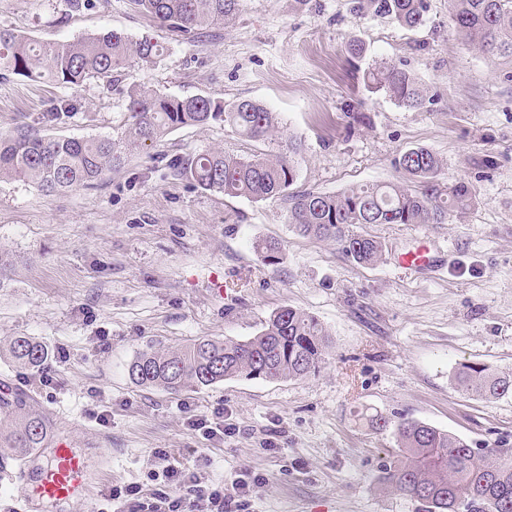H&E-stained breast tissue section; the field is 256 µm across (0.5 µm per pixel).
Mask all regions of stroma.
<instances>
[{"mask_svg":"<svg viewBox=\"0 0 512 512\" xmlns=\"http://www.w3.org/2000/svg\"><path fill=\"white\" fill-rule=\"evenodd\" d=\"M428 3L424 25L406 30L350 13L347 0H241L235 19L190 41L155 27L129 0H93L78 12L69 0H0V27L42 45L115 30L166 48L156 64L130 60L111 85L91 79L70 90L0 75V135L120 133L125 91L135 85L251 99L279 118L265 141L220 122L174 130L92 185L51 196L0 180V340L37 338L53 370L45 385L2 356L0 387L25 392L67 426L74 447L104 448V488L132 484L152 496L165 488L154 449L192 468L205 448L209 480L266 476L248 512H417L379 481L397 446L395 423L418 420L475 448L512 450V395H469L452 379L472 363L512 372V58L464 45L448 0ZM354 37L415 76L428 92L423 108L365 89L345 52ZM62 99L74 110L52 120ZM351 112L364 113L363 123L349 125ZM291 137L303 144L294 190L409 184L395 161L421 146L442 160L440 182H469L477 202L444 224L367 225L385 254L365 266L332 241L298 235L287 200L204 191L168 166L214 149L269 154ZM264 238L281 243L280 263L253 250ZM418 238L441 258L421 274L395 261ZM284 305L329 334L318 374L238 377L177 394L128 378L147 342L244 339ZM192 415L223 417L232 432L206 439L189 427ZM374 415L390 429L373 427Z\"/></svg>","mask_w":512,"mask_h":512,"instance_id":"35a3bbf8","label":"stroma"}]
</instances>
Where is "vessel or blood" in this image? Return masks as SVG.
Returning <instances> with one entry per match:
<instances>
[{
	"mask_svg": "<svg viewBox=\"0 0 512 512\" xmlns=\"http://www.w3.org/2000/svg\"><path fill=\"white\" fill-rule=\"evenodd\" d=\"M437 258L418 240L398 258L399 266L418 272L434 268ZM34 458L36 467L20 471L26 487V503L87 502L94 496L96 473L90 455L72 446L67 430H60Z\"/></svg>",
	"mask_w": 512,
	"mask_h": 512,
	"instance_id": "1",
	"label": "vessel or blood"
}]
</instances>
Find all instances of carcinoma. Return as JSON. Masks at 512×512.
Here are the masks:
<instances>
[{"instance_id": "obj_1", "label": "carcinoma", "mask_w": 512, "mask_h": 512, "mask_svg": "<svg viewBox=\"0 0 512 512\" xmlns=\"http://www.w3.org/2000/svg\"><path fill=\"white\" fill-rule=\"evenodd\" d=\"M240 0H130L157 27L196 38L201 31L229 21ZM353 12L416 28L425 21L427 0H351ZM449 21L459 35L490 56L512 57V0H449ZM164 46L152 37L137 40L116 31L36 46L11 29L0 28V71L31 80L48 78L76 89L91 78L114 81L132 59L155 64ZM371 93L383 92L398 105L419 108L427 91L407 70L376 61L363 71ZM131 123L117 137L44 138L21 134L0 140V178L26 181L46 195L87 186L121 164L127 155L152 146L174 129L222 122L241 135L266 140L278 128V116L252 100L224 102L209 96L179 97L147 86L127 91ZM299 144L264 156L227 155L209 150L171 161L176 174L205 191L264 201L288 197V223L302 236L336 242L360 265L382 260L383 244L354 231L363 224H446L452 213L475 203L473 187L458 181L442 187L440 158L424 147L403 151L396 166L416 183L372 184L340 193L292 192L293 155ZM253 248L271 264L281 247L258 240ZM329 335L319 321L292 306L272 312L257 334L243 340L200 338L182 348L149 342L128 365L130 380L144 388L176 394L203 389L228 378L299 380L325 363ZM6 355L17 367L37 372L50 358L48 347L31 336H11ZM462 391L487 399L512 394V373L480 364H464L455 373ZM52 434L49 421L20 396H0V448L21 464ZM397 448L383 465V485L416 501L421 512H512V456L473 448L448 431L420 421L401 422Z\"/></svg>"}]
</instances>
